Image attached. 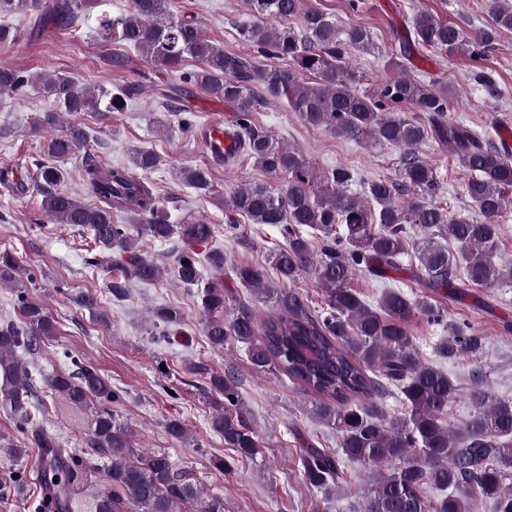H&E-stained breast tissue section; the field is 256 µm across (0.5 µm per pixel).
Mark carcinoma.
<instances>
[{
    "label": "carcinoma",
    "instance_id": "1",
    "mask_svg": "<svg viewBox=\"0 0 512 512\" xmlns=\"http://www.w3.org/2000/svg\"><path fill=\"white\" fill-rule=\"evenodd\" d=\"M100 2L0 0V13L30 12L38 34L49 24L72 25ZM243 2L255 21L240 27L238 35L271 64L250 65L224 51L203 35L193 17H174L169 0H130L122 14L102 15L100 30L103 38L134 48L146 62L234 106L238 153L224 155V162L248 157L278 183L242 184L224 200L225 208L253 224L288 225V247L271 253V268L239 262L232 275L257 295L276 293V310L262 320L246 303L224 310V253L208 252L211 274L206 279L193 250L209 244L215 228L202 218L170 223L142 177L159 167L151 150L133 149L131 168L88 157L84 172L95 204L62 189L65 171L58 163L76 155L88 140L82 127L64 125L62 119L100 109L107 93L92 91L72 75H27L0 64V93L34 85L51 99L36 126L44 133L46 157L36 163L34 184L42 212L53 224L91 232L94 249L87 262L117 271L108 284L117 300L127 297L131 283H152L162 276L154 255L137 249L127 225L116 223L119 216L131 214L138 235L153 242L176 237L186 245L175 257V277L197 288L205 313L203 334L210 344L246 345L255 370L283 372L314 395L319 418L336 428L340 451L305 452L303 474L311 487L327 490L337 483L345 459L366 476L364 512H479L477 505L484 501L493 503L494 512H512V398L495 396L481 380L463 395L456 377L423 359L409 320L418 314L433 323L443 321V313L427 298L390 287L372 305L352 283L358 273L382 277L398 270L409 256L417 261L416 276L427 288L463 294L467 288L512 287V263L495 261L500 218L512 205L505 195L512 189V154L448 116L449 87L406 71L407 61L423 49L474 59L484 55L499 31L512 30V0H486L492 24L471 31L428 11L414 14L406 39L387 61L392 76L374 94L356 88L348 67L350 55L368 45L367 30L350 26L339 31L322 12H300V0ZM188 56L201 67L183 71ZM261 101H285L311 127L399 150L397 178L368 180L363 193H352L358 181L354 170L345 165L321 170L298 149L250 122ZM429 142L451 147L466 172L467 212L453 213L436 201L439 175L422 152ZM182 179L199 193L212 187L206 168L186 170ZM337 225L344 226L339 235L334 233ZM304 226L322 234L320 254L296 232ZM18 269L11 253H0L1 285L13 281ZM305 271L313 272L322 291L324 307L317 313L294 290L270 287L273 274L278 282L292 284ZM18 303V318L0 319V407L39 449L42 486L53 496L56 512H80L76 485L88 472L56 432L33 425L41 389L71 419L92 410L86 454L111 464L106 487L88 504L90 512H181L191 501L195 512H224V501L201 499L189 474L175 468L167 455L127 456L129 434L112 414V385L94 366L72 356L71 371L45 374L22 358L38 354L40 343L53 334L54 320L40 302L20 296ZM155 318L160 335L177 334L176 309L161 308ZM485 348L486 337L455 326L436 344L435 354L441 360L477 358ZM194 370L208 374L213 390L224 397L211 420L224 447L242 457L255 456L258 437L239 407L235 379L201 362ZM388 387L399 397V412L390 413L383 405ZM462 396L469 401V414L452 426L448 411Z\"/></svg>",
    "mask_w": 512,
    "mask_h": 512
}]
</instances>
